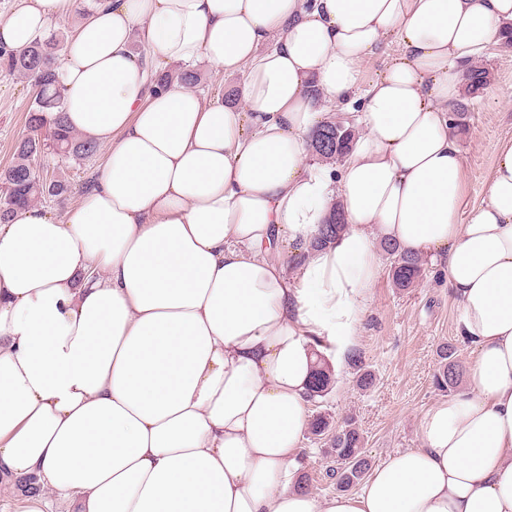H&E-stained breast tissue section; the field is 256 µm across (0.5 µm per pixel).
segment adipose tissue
Returning a JSON list of instances; mask_svg holds the SVG:
<instances>
[{"label":"adipose tissue","instance_id":"ef3b65f1","mask_svg":"<svg viewBox=\"0 0 512 512\" xmlns=\"http://www.w3.org/2000/svg\"><path fill=\"white\" fill-rule=\"evenodd\" d=\"M76 0H20L19 53ZM512 0H102L58 65L67 124L105 149L65 217L0 224V490L14 512H512V142L465 206L449 106ZM400 46L365 80L387 36ZM207 60L234 100L149 67ZM361 94L341 165L322 100ZM341 203L346 230L314 247ZM391 240L441 266L473 358L420 447L317 499L295 458L316 352L355 343Z\"/></svg>","mask_w":512,"mask_h":512}]
</instances>
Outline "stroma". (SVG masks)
I'll list each match as a JSON object with an SVG mask.
<instances>
[{
    "instance_id": "1",
    "label": "stroma",
    "mask_w": 512,
    "mask_h": 512,
    "mask_svg": "<svg viewBox=\"0 0 512 512\" xmlns=\"http://www.w3.org/2000/svg\"><path fill=\"white\" fill-rule=\"evenodd\" d=\"M478 61L491 72V84L471 104L466 130L458 137L473 203L485 199L498 148L512 140V46L490 45ZM32 101L33 89L25 79L0 73V169L12 160ZM380 265L353 347L375 383L367 389L358 387L351 362H344L340 383L316 406L335 422L356 420L365 455L374 467L399 449L420 447L418 420L444 396L434 383L441 348L453 345L461 366L471 362L470 347L456 330L459 303L444 272L427 267L416 287L403 290L388 276V259H381ZM298 455L308 490L320 499L335 495L336 464L322 441L306 435Z\"/></svg>"
}]
</instances>
